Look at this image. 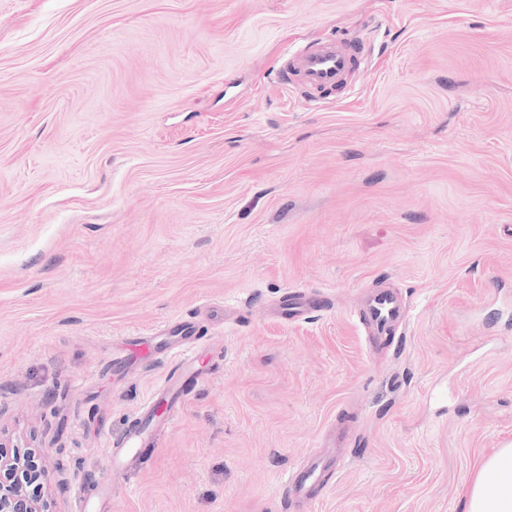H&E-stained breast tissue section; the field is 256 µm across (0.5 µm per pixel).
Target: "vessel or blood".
Instances as JSON below:
<instances>
[{"label": "vessel or blood", "mask_w": 512, "mask_h": 512, "mask_svg": "<svg viewBox=\"0 0 512 512\" xmlns=\"http://www.w3.org/2000/svg\"><path fill=\"white\" fill-rule=\"evenodd\" d=\"M362 53V47L356 43L332 42L316 49L297 47L285 52L279 79L287 88L299 85L309 107L315 108L319 105L318 93L335 87L357 65ZM327 307L325 296L295 291L285 295L277 315L286 320L307 319ZM361 319L368 336L380 339L405 325L406 308L394 294L379 291L366 299ZM160 356L174 360L175 365L165 383L151 394L140 417L124 434L113 438L112 471L115 476L135 469L143 449L155 444L171 425L186 399L189 386L206 377L207 365L215 352L195 343L193 323L176 321L167 324L162 331L127 338L113 362L121 369L130 363ZM335 470V461L324 457L294 467L285 479V499L293 501L301 492L322 487L324 475ZM112 491L111 485L103 483L92 490L79 487L78 512H112Z\"/></svg>", "instance_id": "b4317fda"}]
</instances>
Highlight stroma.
<instances>
[{
    "instance_id": "35a3bbf8",
    "label": "stroma",
    "mask_w": 512,
    "mask_h": 512,
    "mask_svg": "<svg viewBox=\"0 0 512 512\" xmlns=\"http://www.w3.org/2000/svg\"><path fill=\"white\" fill-rule=\"evenodd\" d=\"M367 56L312 109L284 52ZM410 319L369 352L364 296ZM329 294L297 323L286 292ZM194 320L224 359L128 478L113 437ZM348 426L310 507L285 475ZM53 512H463L512 442V0H0V454ZM114 484H97L94 493L85 486L78 488V512H112Z\"/></svg>"
}]
</instances>
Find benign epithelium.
<instances>
[{
  "label": "benign epithelium",
  "instance_id": "1",
  "mask_svg": "<svg viewBox=\"0 0 512 512\" xmlns=\"http://www.w3.org/2000/svg\"><path fill=\"white\" fill-rule=\"evenodd\" d=\"M49 473L27 448L12 457L0 456V512H50L42 490Z\"/></svg>",
  "mask_w": 512,
  "mask_h": 512
}]
</instances>
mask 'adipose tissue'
<instances>
[{"label":"adipose tissue","instance_id":"adipose-tissue-1","mask_svg":"<svg viewBox=\"0 0 512 512\" xmlns=\"http://www.w3.org/2000/svg\"><path fill=\"white\" fill-rule=\"evenodd\" d=\"M479 471L465 489V512H512V443L483 458Z\"/></svg>","mask_w":512,"mask_h":512}]
</instances>
